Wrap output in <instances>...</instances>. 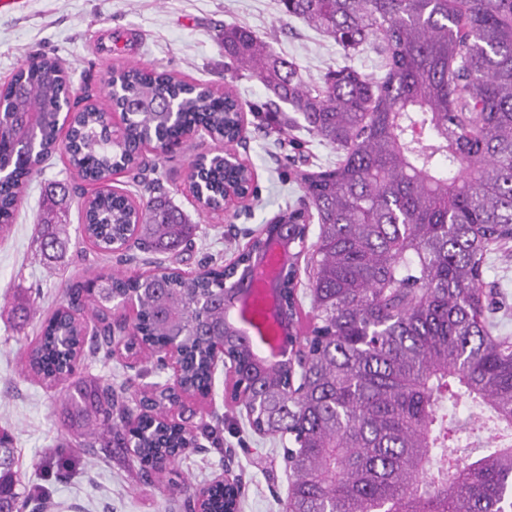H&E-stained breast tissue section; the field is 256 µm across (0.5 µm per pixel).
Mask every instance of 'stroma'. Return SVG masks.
Segmentation results:
<instances>
[{
    "instance_id": "obj_1",
    "label": "stroma",
    "mask_w": 512,
    "mask_h": 512,
    "mask_svg": "<svg viewBox=\"0 0 512 512\" xmlns=\"http://www.w3.org/2000/svg\"><path fill=\"white\" fill-rule=\"evenodd\" d=\"M253 31L273 50L297 64L305 82L317 83L330 68L350 66L367 75L381 72L376 41L352 52L299 19L286 15L279 0H15L0 6V85L36 54L57 58L66 67L74 95H91L108 107L104 82L112 69L138 64L168 70L179 78L216 87L232 85L246 103L267 98L263 84L246 74L230 78L224 70L220 35L225 25ZM300 149L278 148L273 137L246 118V146L240 151L257 175V191L248 207L232 215L199 214L187 182L193 156L216 151L208 136L189 138L180 152L160 157L157 176L168 200L195 226L191 249L162 255L160 264L185 272L226 265L244 248L248 233L259 232L285 204L301 195L292 171L335 165L331 146L305 130L291 129ZM60 184L69 190L62 209L69 243L57 259L46 260L37 229L47 202L46 190ZM79 178L63 153H55L27 187L9 234L0 237V428L7 429L17 450L22 486L41 488L46 507L30 503L25 512H185L184 495L146 494L135 458L120 448L88 451L84 436L61 416L62 389H49L24 373V354L39 325L60 303L69 281L92 272L109 271L85 243L81 230ZM489 287L504 289L498 320L512 333V248L492 253L485 275ZM31 304L37 310L27 323L12 312ZM82 376L128 385L130 401H138L145 384L163 382L155 359H141L129 369L126 356L84 349ZM204 422L219 425L212 438L182 455L176 469L195 486L220 481L225 467L242 478L240 512H283L288 472L278 439L253 432L244 408L224 400V377L216 375L211 399L200 410Z\"/></svg>"
}]
</instances>
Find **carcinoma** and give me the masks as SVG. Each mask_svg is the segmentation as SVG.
<instances>
[{"label": "carcinoma", "instance_id": "obj_1", "mask_svg": "<svg viewBox=\"0 0 512 512\" xmlns=\"http://www.w3.org/2000/svg\"><path fill=\"white\" fill-rule=\"evenodd\" d=\"M283 11L355 50L373 38L385 73L328 69L305 83L295 66L250 30L224 27V68L257 77L270 93L250 108L265 134L287 133L299 113L313 137L336 149V165L299 171L298 206L279 214L296 236L304 215H317L308 250L315 322L301 335L299 381L259 362L239 326L227 338L245 389L246 414L260 435L279 437L288 467L287 512H512V335L499 332L500 306L485 288L491 246L512 241V0H280ZM134 101L124 131L106 132L103 112H79L70 163L83 179L105 181L112 168L135 171L133 207L110 193L84 201L83 232L99 253H114L129 228L135 248L156 254L192 243L195 225L167 200L142 160L145 138L158 142L179 127L203 124L211 137L237 139L238 98L205 87L184 88L167 71L116 70ZM70 89L57 59L34 56L0 87V233L23 185L59 148L56 112ZM458 174L448 177V170ZM224 162L208 163L205 201L224 193ZM59 202L48 198L40 250H63ZM224 272L186 278L158 267L151 279L120 272L70 283L64 303L41 326L26 368L49 385L68 383V422L101 448L118 443L143 465L144 486L163 493L158 474L193 447L191 430H162L146 420L124 431L142 410L112 384L75 377L73 356L90 330L98 346L112 340L106 309L129 293L139 321L132 350L178 336L183 383L202 385L209 348L224 335ZM296 283L278 291L280 313L294 320ZM471 412L457 418L459 403ZM493 430L477 451L463 437ZM186 506L224 512L220 484L194 491ZM15 449L0 432V510L25 512Z\"/></svg>", "mask_w": 512, "mask_h": 512}]
</instances>
